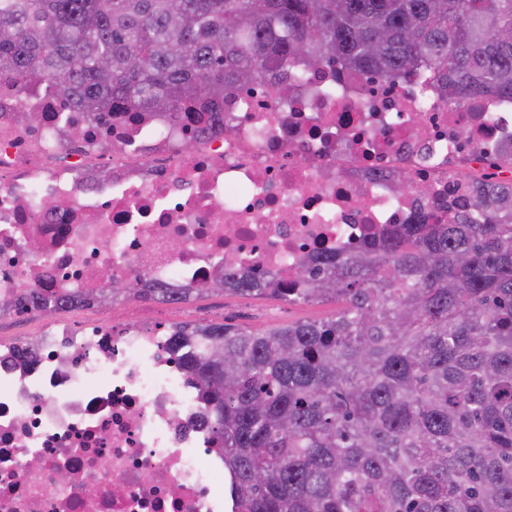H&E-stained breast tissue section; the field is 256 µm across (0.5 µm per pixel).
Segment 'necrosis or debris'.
Returning <instances> with one entry per match:
<instances>
[{"label": "necrosis or debris", "instance_id": "1", "mask_svg": "<svg viewBox=\"0 0 512 512\" xmlns=\"http://www.w3.org/2000/svg\"><path fill=\"white\" fill-rule=\"evenodd\" d=\"M289 86L284 101L263 83L225 96L199 124L98 119L0 78V321L24 313L25 288L115 313L139 282L174 290L180 310L62 316L0 339V512H233L206 402L171 344L204 324L201 287L232 258L275 275L385 226L444 223L472 173L512 180L511 98L451 107L424 71L373 83L327 68ZM56 197L67 210L44 208Z\"/></svg>", "mask_w": 512, "mask_h": 512}]
</instances>
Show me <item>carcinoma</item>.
I'll return each mask as SVG.
<instances>
[{"mask_svg": "<svg viewBox=\"0 0 512 512\" xmlns=\"http://www.w3.org/2000/svg\"><path fill=\"white\" fill-rule=\"evenodd\" d=\"M512 0H0V73L95 117L218 110L286 70H434L450 104L512 98ZM293 278L210 289L335 316L174 342L224 443L236 512H512V183ZM133 298L174 301L166 288ZM32 309L52 313L39 293Z\"/></svg>", "mask_w": 512, "mask_h": 512, "instance_id": "carcinoma-1", "label": "carcinoma"}]
</instances>
